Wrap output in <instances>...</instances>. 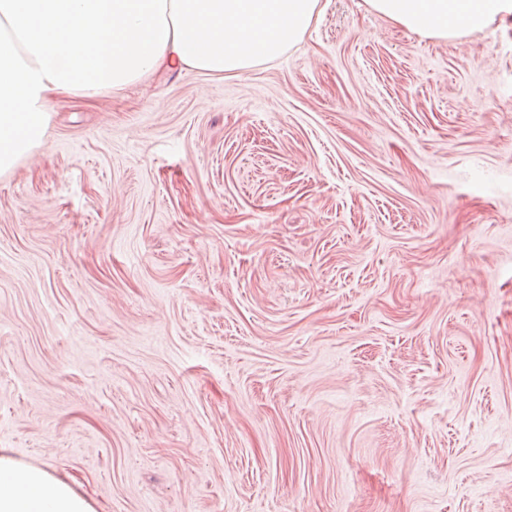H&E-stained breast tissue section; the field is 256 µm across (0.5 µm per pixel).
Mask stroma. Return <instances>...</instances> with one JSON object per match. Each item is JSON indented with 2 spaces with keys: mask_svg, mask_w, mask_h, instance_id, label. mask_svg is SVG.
Listing matches in <instances>:
<instances>
[{
  "mask_svg": "<svg viewBox=\"0 0 512 512\" xmlns=\"http://www.w3.org/2000/svg\"><path fill=\"white\" fill-rule=\"evenodd\" d=\"M318 10L0 175V448L97 512H512V18Z\"/></svg>",
  "mask_w": 512,
  "mask_h": 512,
  "instance_id": "stroma-1",
  "label": "stroma"
}]
</instances>
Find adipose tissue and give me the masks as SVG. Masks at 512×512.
<instances>
[{"label": "adipose tissue", "mask_w": 512, "mask_h": 512, "mask_svg": "<svg viewBox=\"0 0 512 512\" xmlns=\"http://www.w3.org/2000/svg\"><path fill=\"white\" fill-rule=\"evenodd\" d=\"M443 39L512 15V0H365ZM319 0H0V174L38 146L57 96L90 98L156 72L235 73L298 42ZM0 512H97L49 471L0 448Z\"/></svg>", "instance_id": "adipose-tissue-1"}]
</instances>
